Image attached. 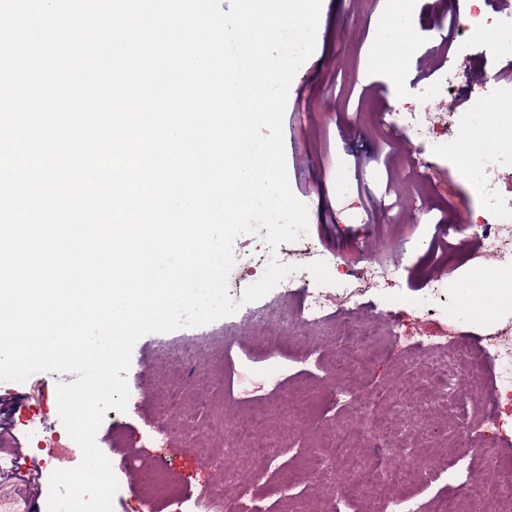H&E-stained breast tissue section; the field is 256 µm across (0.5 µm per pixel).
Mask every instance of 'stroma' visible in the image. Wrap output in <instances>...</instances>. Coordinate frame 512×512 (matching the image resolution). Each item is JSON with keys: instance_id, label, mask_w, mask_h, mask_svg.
<instances>
[{"instance_id": "35a3bbf8", "label": "stroma", "mask_w": 512, "mask_h": 512, "mask_svg": "<svg viewBox=\"0 0 512 512\" xmlns=\"http://www.w3.org/2000/svg\"><path fill=\"white\" fill-rule=\"evenodd\" d=\"M394 0H322L321 29L313 53L290 85L283 119L289 181L308 207L304 242L309 254L288 287H274L248 308L206 325L149 333L134 345L127 372L125 410H108L96 444L112 463L118 489L113 512H192L191 502L212 489L226 501L272 508L273 512H359L354 499H341L336 479L314 478L315 446L328 444L336 423L356 425L348 403L393 402L390 387L415 371L441 374L461 338H469L485 390L475 398L467 378L455 374L451 387H438L441 404L421 410L423 425L445 424L448 457L429 488L401 490L396 512H428L438 492L453 495L477 480L500 493L501 471L512 469V404L495 398L498 367L481 338L512 327V292L486 291L497 267H480L464 251L431 253L441 223L471 237L491 222L486 199L472 185L482 159L473 150L481 132L478 104L488 76L512 88V43L474 39L455 25L450 48L438 46L436 30L454 14L453 0H413L406 26H398ZM412 112L429 113L430 136L408 126ZM329 263L334 305L311 319L305 304L319 285L306 266ZM444 286L434 289L433 275ZM350 322L372 335L363 341L366 362L340 376L333 364L334 333ZM203 358H191L196 344ZM74 374L38 372L22 382H0V403L10 406V430L0 437V457L40 467L46 479L27 495L15 480L0 478V503L27 512H47L48 477L76 467L79 445L58 411L57 386ZM177 388L180 421L171 423L162 394ZM303 394V406L286 395ZM267 416L259 436L271 443L282 465L270 482L255 483L251 468L236 481L224 477V445L233 436L226 422L255 406ZM495 413L490 433L480 420ZM303 431H295V424ZM191 431L205 435L186 446ZM164 466L181 497L147 500L142 484L149 470ZM427 481V480H426Z\"/></svg>"}]
</instances>
